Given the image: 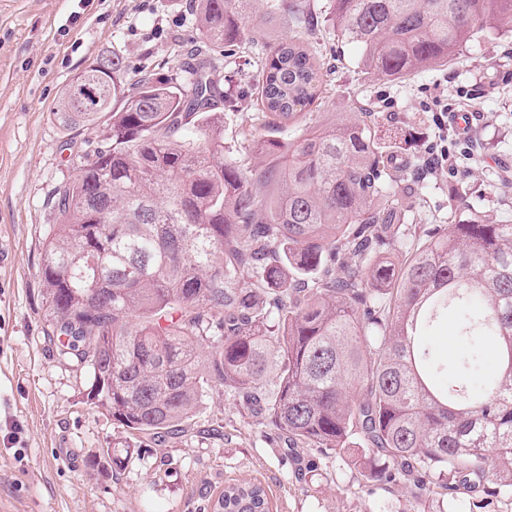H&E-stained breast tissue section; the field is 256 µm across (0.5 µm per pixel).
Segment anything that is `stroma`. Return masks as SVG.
I'll return each mask as SVG.
<instances>
[{
    "mask_svg": "<svg viewBox=\"0 0 512 512\" xmlns=\"http://www.w3.org/2000/svg\"><path fill=\"white\" fill-rule=\"evenodd\" d=\"M189 0H0V512H202L224 482L265 486L271 512H409L400 486L365 484L332 452L291 457L286 442L245 414L223 387L212 388L196 430L150 448L114 472L106 450L112 420L85 403L87 369L59 357L46 335L40 267L54 223L50 198L71 171L62 148L99 143L95 128L63 131L52 110L74 74L97 59L123 55L124 81L143 70L184 73L197 51L213 60L233 104L224 108V140L256 122L248 77L265 49L285 32L267 18L245 50L224 56L198 30ZM326 76L317 116L334 119L352 99L371 100L420 151H448L424 182L420 223L450 210L449 188L465 190L482 211L512 216V33L482 34L463 60L390 82L356 66L353 45L319 22L310 39ZM447 99L448 110L430 104ZM471 121L458 131L452 113ZM222 417V434L203 429ZM316 471H307L308 461Z\"/></svg>",
    "mask_w": 512,
    "mask_h": 512,
    "instance_id": "35a3bbf8",
    "label": "stroma"
}]
</instances>
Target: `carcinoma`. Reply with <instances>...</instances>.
I'll return each mask as SVG.
<instances>
[{"mask_svg": "<svg viewBox=\"0 0 512 512\" xmlns=\"http://www.w3.org/2000/svg\"><path fill=\"white\" fill-rule=\"evenodd\" d=\"M214 47L276 16L288 35L251 76L259 126L224 145L232 104L201 59L184 82L120 79L114 55L85 74L112 100L82 112L64 88L59 126L96 125L100 144L56 187L42 258L59 354L88 367L89 404L152 448L189 432L212 387L294 446L336 453L366 483L403 484L413 512L463 492L512 499V224L452 189L451 223L418 224L419 173L406 137L357 106L330 124L321 64L304 35L310 0H190ZM336 36L388 81L461 58L479 34L512 30V0H331ZM453 324L452 361L427 340ZM492 370L480 394L470 371ZM135 449H112L125 468ZM237 480L212 512H269Z\"/></svg>", "mask_w": 512, "mask_h": 512, "instance_id": "1", "label": "carcinoma"}]
</instances>
